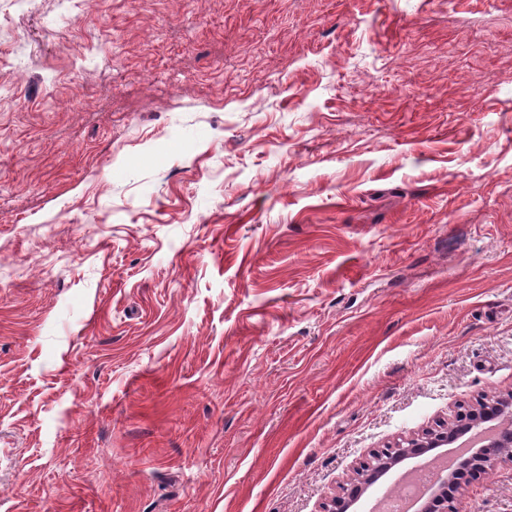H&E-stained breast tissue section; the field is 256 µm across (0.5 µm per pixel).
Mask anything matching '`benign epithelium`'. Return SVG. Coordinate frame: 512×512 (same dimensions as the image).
<instances>
[{"label":"benign epithelium","mask_w":512,"mask_h":512,"mask_svg":"<svg viewBox=\"0 0 512 512\" xmlns=\"http://www.w3.org/2000/svg\"><path fill=\"white\" fill-rule=\"evenodd\" d=\"M495 423V433L475 449L463 467L478 479L497 466L512 467V389L501 391L479 403L458 411L442 429H427L421 434L394 446L375 452L371 460L355 471L354 483L348 494L333 498L336 512H349L369 488L390 473L398 464L430 451L449 445L457 435L476 430L486 423ZM454 474L440 475L434 481L430 498L422 505L421 512H458L454 499L448 497V482Z\"/></svg>","instance_id":"benign-epithelium-1"}]
</instances>
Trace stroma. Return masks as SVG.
Segmentation results:
<instances>
[{"mask_svg": "<svg viewBox=\"0 0 512 512\" xmlns=\"http://www.w3.org/2000/svg\"><path fill=\"white\" fill-rule=\"evenodd\" d=\"M510 387L512 0H0V512H325Z\"/></svg>", "mask_w": 512, "mask_h": 512, "instance_id": "1", "label": "stroma"}]
</instances>
